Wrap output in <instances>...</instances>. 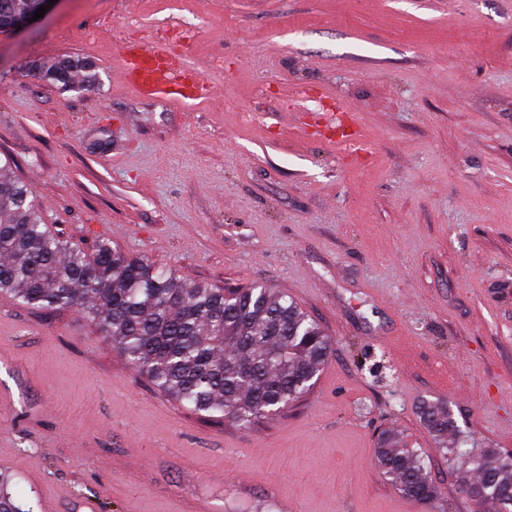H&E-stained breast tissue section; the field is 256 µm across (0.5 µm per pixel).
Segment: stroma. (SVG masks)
<instances>
[{"instance_id":"1","label":"stroma","mask_w":512,"mask_h":512,"mask_svg":"<svg viewBox=\"0 0 512 512\" xmlns=\"http://www.w3.org/2000/svg\"><path fill=\"white\" fill-rule=\"evenodd\" d=\"M189 21L212 99L124 84L128 36ZM64 58L96 83L36 76ZM294 84L347 102L371 160L290 134ZM2 154L74 245L268 285L333 343L305 397L244 427L157 391L77 311L0 294V472L31 512H482L416 407L512 452V0H60L0 35ZM383 429L437 499L382 476Z\"/></svg>"}]
</instances>
